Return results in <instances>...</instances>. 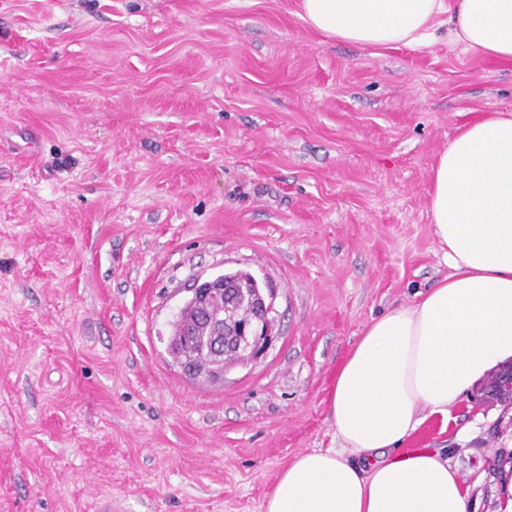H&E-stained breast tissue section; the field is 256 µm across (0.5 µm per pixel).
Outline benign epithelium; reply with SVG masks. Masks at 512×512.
<instances>
[{"label": "benign epithelium", "instance_id": "7a95c632", "mask_svg": "<svg viewBox=\"0 0 512 512\" xmlns=\"http://www.w3.org/2000/svg\"><path fill=\"white\" fill-rule=\"evenodd\" d=\"M214 301L222 303L223 309L214 311L211 308ZM240 302L250 307L246 319L228 315V310ZM273 305L272 292L264 291L259 285L252 288L228 273L199 280L185 306L196 312L195 321L203 324L204 331L195 325L187 327L182 337L170 342V349L178 352L195 343L201 344L210 356L209 372L221 375L229 367V358L246 364L271 346L275 339Z\"/></svg>", "mask_w": 512, "mask_h": 512}]
</instances>
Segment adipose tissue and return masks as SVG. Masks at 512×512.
I'll list each match as a JSON object with an SVG mask.
<instances>
[{
	"label": "adipose tissue",
	"instance_id": "1",
	"mask_svg": "<svg viewBox=\"0 0 512 512\" xmlns=\"http://www.w3.org/2000/svg\"><path fill=\"white\" fill-rule=\"evenodd\" d=\"M300 17L372 48L425 44L444 22L466 51L512 63V0H301ZM429 212L448 274L364 327L331 391L339 447L296 456L266 512H471L448 459L403 445L512 359L511 112L459 127L431 168Z\"/></svg>",
	"mask_w": 512,
	"mask_h": 512
}]
</instances>
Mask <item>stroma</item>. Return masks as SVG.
<instances>
[{
    "mask_svg": "<svg viewBox=\"0 0 512 512\" xmlns=\"http://www.w3.org/2000/svg\"><path fill=\"white\" fill-rule=\"evenodd\" d=\"M300 0H0V512H265L338 442L366 323L448 272L430 170L512 111V65L312 31ZM274 295L257 361L202 382L168 352L189 288ZM408 447L502 512L512 404L472 390Z\"/></svg>",
    "mask_w": 512,
    "mask_h": 512,
    "instance_id": "35a3bbf8",
    "label": "stroma"
}]
</instances>
